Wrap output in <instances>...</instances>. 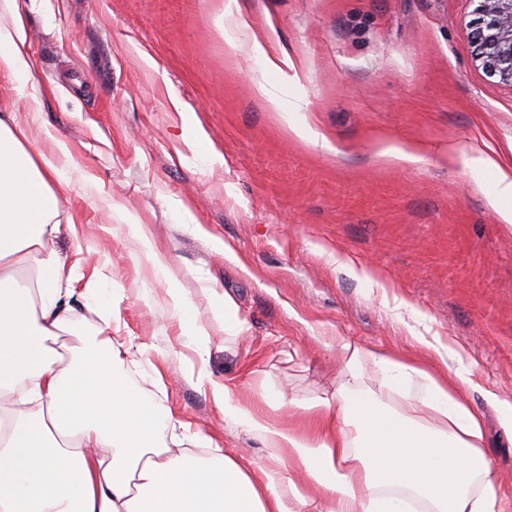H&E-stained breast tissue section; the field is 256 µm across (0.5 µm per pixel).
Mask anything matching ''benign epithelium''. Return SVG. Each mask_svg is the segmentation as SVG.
<instances>
[{
	"mask_svg": "<svg viewBox=\"0 0 512 512\" xmlns=\"http://www.w3.org/2000/svg\"><path fill=\"white\" fill-rule=\"evenodd\" d=\"M477 14L468 33L477 59L490 76L512 86V0H479Z\"/></svg>",
	"mask_w": 512,
	"mask_h": 512,
	"instance_id": "7a95c632",
	"label": "benign epithelium"
}]
</instances>
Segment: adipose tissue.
Instances as JSON below:
<instances>
[{
  "instance_id": "ef3b65f1",
  "label": "adipose tissue",
  "mask_w": 512,
  "mask_h": 512,
  "mask_svg": "<svg viewBox=\"0 0 512 512\" xmlns=\"http://www.w3.org/2000/svg\"><path fill=\"white\" fill-rule=\"evenodd\" d=\"M0 7L12 18L0 28V71L40 111L27 18L18 0ZM68 185L52 159L32 150L15 113L1 112L0 512H413L416 502L430 512H503L483 417L459 390L468 377L454 387L418 359L375 357L391 393L443 420L431 428L358 389L363 353L349 344L335 394L300 404L305 430L271 424L228 386L198 375L225 420L287 452L308 489L278 470L254 473L240 458L182 448L163 400L118 373L135 347L107 333L112 289L83 293L103 326L80 355L51 346L77 322L75 268L54 248Z\"/></svg>"
}]
</instances>
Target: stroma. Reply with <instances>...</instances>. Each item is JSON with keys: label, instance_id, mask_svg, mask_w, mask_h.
Masks as SVG:
<instances>
[{"label": "stroma", "instance_id": "35a3bbf8", "mask_svg": "<svg viewBox=\"0 0 512 512\" xmlns=\"http://www.w3.org/2000/svg\"><path fill=\"white\" fill-rule=\"evenodd\" d=\"M18 2L43 106L28 111L0 72V111L45 154L67 144L61 214L75 231L54 247L80 256L84 283L112 284V334L142 348L127 373L164 400L185 448H243L252 467L289 468L225 421L200 367L280 425L288 409L267 393L329 396L343 344L434 360L422 336L444 345L449 383L470 371L464 398L484 415V451L512 512V440L489 402L512 400V227L488 202L495 171L470 164L484 154L512 169V87L475 59L478 0ZM256 40L289 66L268 70ZM392 146L417 161L387 156ZM174 288L209 335L207 361L187 341ZM215 290L238 306L243 339L214 318ZM370 356L365 387L435 424L381 387Z\"/></svg>", "mask_w": 512, "mask_h": 512}]
</instances>
